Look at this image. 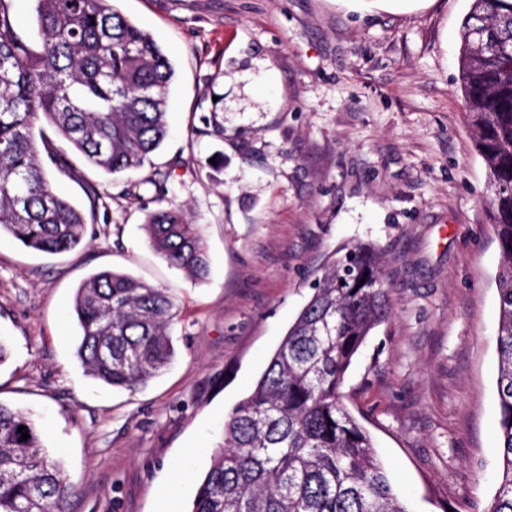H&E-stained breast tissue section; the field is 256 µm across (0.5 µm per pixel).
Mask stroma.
Returning <instances> with one entry per match:
<instances>
[{"label": "stroma", "instance_id": "obj_1", "mask_svg": "<svg viewBox=\"0 0 512 512\" xmlns=\"http://www.w3.org/2000/svg\"><path fill=\"white\" fill-rule=\"evenodd\" d=\"M471 0H115L175 76L170 134L119 174L55 149L53 190L80 209L75 251L0 235V403L35 420L76 490L68 512H189L224 417L255 387L338 246L383 252L391 314L346 374L410 512H485L496 489L501 253L489 174L459 89ZM167 180L158 198L153 179ZM136 195H126L128 185ZM106 195L93 205L89 186ZM198 224L210 274L150 246L148 214ZM112 269L172 292L176 355L134 391L88 375L69 315Z\"/></svg>", "mask_w": 512, "mask_h": 512}]
</instances>
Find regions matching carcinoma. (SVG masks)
I'll use <instances>...</instances> for the list:
<instances>
[{"label":"carcinoma","mask_w":512,"mask_h":512,"mask_svg":"<svg viewBox=\"0 0 512 512\" xmlns=\"http://www.w3.org/2000/svg\"><path fill=\"white\" fill-rule=\"evenodd\" d=\"M0 0V233L33 251L74 250L85 218L53 190L38 160L66 159L37 140L45 116L90 165L138 169L168 134L175 70L154 37L113 0H31L38 43ZM460 88L490 187H512V0H471L461 30ZM502 262L496 276L499 482L487 512H512V190L492 194ZM155 251L201 280L208 252L187 210L148 215ZM254 389L224 419L222 441L189 512H409L372 437L345 407L346 373L391 310L382 253L338 247L311 286ZM77 357L88 373L132 391L175 356L170 290L114 270L76 289ZM28 428L21 439L18 427ZM73 485L44 449L28 413L0 403V512H66Z\"/></svg>","instance_id":"1"}]
</instances>
